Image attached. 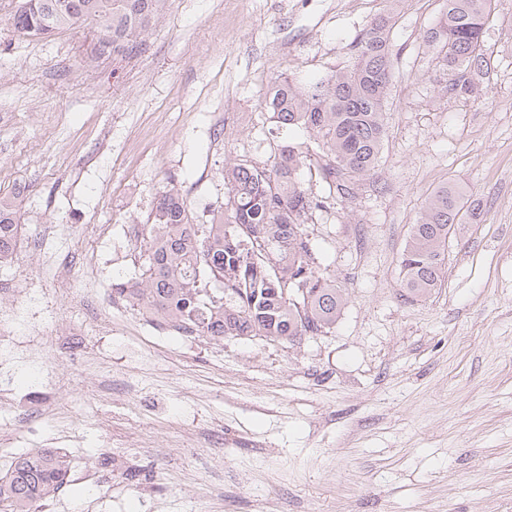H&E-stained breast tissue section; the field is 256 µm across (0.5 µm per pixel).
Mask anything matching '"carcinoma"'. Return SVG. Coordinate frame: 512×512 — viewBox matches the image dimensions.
<instances>
[{
  "label": "carcinoma",
  "instance_id": "obj_1",
  "mask_svg": "<svg viewBox=\"0 0 512 512\" xmlns=\"http://www.w3.org/2000/svg\"><path fill=\"white\" fill-rule=\"evenodd\" d=\"M167 0H20L10 16L14 31L45 38L68 28L94 27L112 39V53L131 59L145 50L141 35ZM396 2L384 0L350 43L349 63L318 82L300 87L285 76L269 89L266 107L281 127H301L309 141L279 149L274 160L224 167V204L207 224L192 222L187 199L171 187L157 198L153 223L143 225L147 242L144 280L112 282V297L138 307L189 334L222 339L265 336L294 342L330 332L345 305L315 256L304 230L323 201L299 172L307 170L328 193L348 198L358 181L375 174L386 136L387 102L395 76L392 33ZM497 0H446L437 22L421 36L438 60L439 80L455 95L475 92V77L491 59L484 29ZM20 192L0 196V267L14 262L21 225ZM464 191L446 185L431 194L412 226L402 253L400 286L411 300L441 286L445 251L463 223ZM221 295L205 294L209 285ZM303 285L296 304L289 291ZM232 304L225 305L224 297ZM69 462L52 449L22 453L0 475V512H36L67 483Z\"/></svg>",
  "mask_w": 512,
  "mask_h": 512
}]
</instances>
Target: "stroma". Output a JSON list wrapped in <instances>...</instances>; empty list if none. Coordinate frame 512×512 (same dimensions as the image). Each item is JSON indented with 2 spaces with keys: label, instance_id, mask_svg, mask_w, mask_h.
Returning <instances> with one entry per match:
<instances>
[{
  "label": "stroma",
  "instance_id": "stroma-1",
  "mask_svg": "<svg viewBox=\"0 0 512 512\" xmlns=\"http://www.w3.org/2000/svg\"><path fill=\"white\" fill-rule=\"evenodd\" d=\"M17 3L0 0V195L23 190L0 302L22 342L0 352V395L50 410L0 416V473L21 452L66 454L48 512H512V0L465 97L419 47L444 0H403L376 173L305 225L347 303L329 333L291 344L186 336L103 300L142 274L160 191L180 188L205 223L226 163L303 140L268 112L271 82L344 67L381 0H168L144 53L90 64L86 33H14ZM448 184L474 217L440 288L407 300L402 252ZM61 224L73 232L49 268L32 240ZM71 267L93 272L98 300Z\"/></svg>",
  "mask_w": 512,
  "mask_h": 512
}]
</instances>
